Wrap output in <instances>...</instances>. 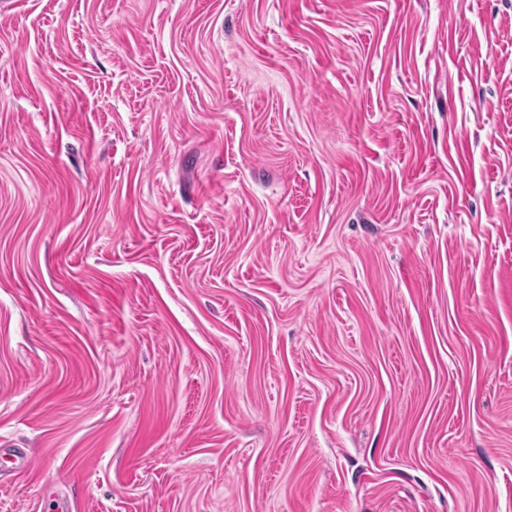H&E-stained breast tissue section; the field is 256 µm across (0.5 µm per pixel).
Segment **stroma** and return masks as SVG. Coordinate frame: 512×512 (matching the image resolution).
<instances>
[{
  "label": "stroma",
  "mask_w": 512,
  "mask_h": 512,
  "mask_svg": "<svg viewBox=\"0 0 512 512\" xmlns=\"http://www.w3.org/2000/svg\"><path fill=\"white\" fill-rule=\"evenodd\" d=\"M11 2L0 512H512V0Z\"/></svg>",
  "instance_id": "35a3bbf8"
}]
</instances>
